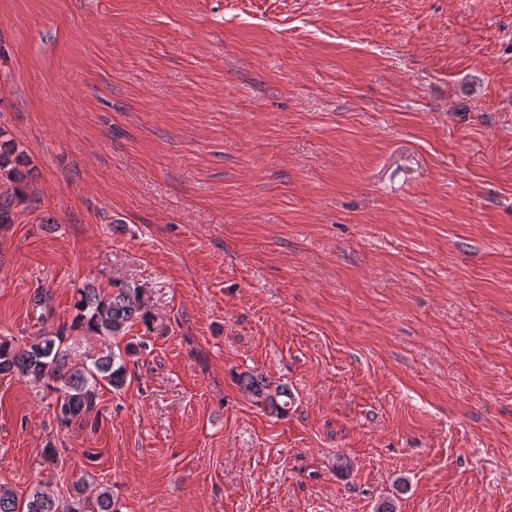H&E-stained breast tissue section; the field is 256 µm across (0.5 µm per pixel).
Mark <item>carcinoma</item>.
<instances>
[{
	"mask_svg": "<svg viewBox=\"0 0 512 512\" xmlns=\"http://www.w3.org/2000/svg\"><path fill=\"white\" fill-rule=\"evenodd\" d=\"M22 164V155L16 153L14 142L0 128L1 225L13 223L15 208L27 199L29 173L20 169ZM74 308L76 326L97 336H119L134 321L147 318L144 289L129 282H114L109 292L88 283L77 290ZM65 331L63 326L55 332H40L24 349L1 341L0 375H18L37 384L50 380L59 383L52 387L57 394V425L66 428L81 419L95 430L99 421L90 414L97 406L98 388L105 384L114 391L123 390L128 381L127 364L119 354L99 357L89 365L72 363L70 350L64 346ZM240 385L265 411L279 415L288 409V389L273 386L265 377L244 373ZM74 491L78 498L70 502L44 486L33 488L23 499L14 490L0 486V512H116L112 490L102 488L92 502L81 498L80 485H75Z\"/></svg>",
	"mask_w": 512,
	"mask_h": 512,
	"instance_id": "carcinoma-1",
	"label": "carcinoma"
}]
</instances>
